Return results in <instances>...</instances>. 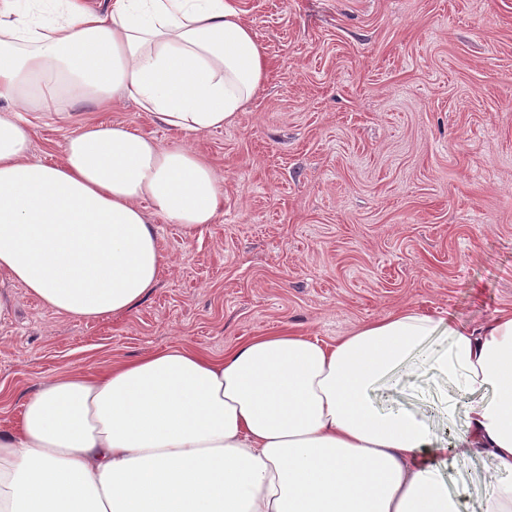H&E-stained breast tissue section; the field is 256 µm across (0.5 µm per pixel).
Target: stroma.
I'll return each instance as SVG.
<instances>
[{
	"instance_id": "35a3bbf8",
	"label": "stroma",
	"mask_w": 512,
	"mask_h": 512,
	"mask_svg": "<svg viewBox=\"0 0 512 512\" xmlns=\"http://www.w3.org/2000/svg\"><path fill=\"white\" fill-rule=\"evenodd\" d=\"M268 61L234 124L188 137L223 181L215 223L158 221L169 266L131 312L56 313L20 285L0 314V427L45 379L177 344L221 356L289 330L335 342L414 308L470 325L512 308V0H238ZM169 143L131 101L95 112ZM71 120L45 113L32 157L58 162ZM454 440L447 378L375 391ZM488 464H448L486 512Z\"/></svg>"
}]
</instances>
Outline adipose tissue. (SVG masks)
I'll use <instances>...</instances> for the list:
<instances>
[{
    "label": "adipose tissue",
    "mask_w": 512,
    "mask_h": 512,
    "mask_svg": "<svg viewBox=\"0 0 512 512\" xmlns=\"http://www.w3.org/2000/svg\"><path fill=\"white\" fill-rule=\"evenodd\" d=\"M235 0H0V281L56 313L132 311L184 234L223 204L184 135L233 124L265 80ZM130 100L174 132L79 121L31 160L44 112ZM428 366L469 395L456 448L484 458L486 512H512V310L471 327L415 309L326 343L287 331L214 357L189 346L43 381L0 428V512H462L447 443L372 392Z\"/></svg>",
    "instance_id": "ef3b65f1"
}]
</instances>
